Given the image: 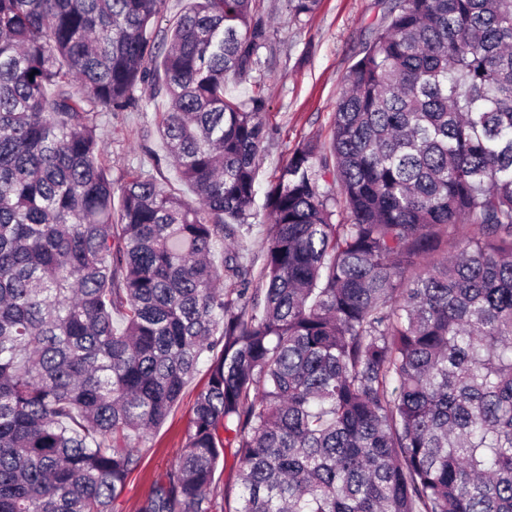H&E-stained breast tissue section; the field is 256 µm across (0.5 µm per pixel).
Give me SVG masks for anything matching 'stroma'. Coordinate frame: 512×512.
<instances>
[{"instance_id":"1","label":"stroma","mask_w":512,"mask_h":512,"mask_svg":"<svg viewBox=\"0 0 512 512\" xmlns=\"http://www.w3.org/2000/svg\"><path fill=\"white\" fill-rule=\"evenodd\" d=\"M264 5L270 26L268 40L257 54L258 65L246 82L228 86L240 96L260 91L266 102L258 175L262 192L299 144L328 140L346 75L384 11L382 0H321L312 16L297 22L288 14L285 0H264ZM135 95L137 108L100 119L104 138L111 144L113 179L137 169L192 198L191 189L179 180L173 166L156 163L164 149L155 133V108L146 87H139ZM206 374V369H199L163 426L142 443L141 463L129 474L110 512H138L166 471L178 463L190 411L206 384Z\"/></svg>"}]
</instances>
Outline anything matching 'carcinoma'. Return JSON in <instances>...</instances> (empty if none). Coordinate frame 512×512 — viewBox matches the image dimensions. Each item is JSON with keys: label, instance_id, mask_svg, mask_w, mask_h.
I'll return each mask as SVG.
<instances>
[{"label": "carcinoma", "instance_id": "obj_1", "mask_svg": "<svg viewBox=\"0 0 512 512\" xmlns=\"http://www.w3.org/2000/svg\"><path fill=\"white\" fill-rule=\"evenodd\" d=\"M260 2L0 0V512H109L204 357L139 512H512V0H387L255 273ZM140 85L192 201L112 179ZM223 468V469H222ZM239 463L233 456V450H226L224 465L221 464L216 477L219 478L221 492L224 490V502L219 497V502L224 504V512L234 511L239 504L241 486L238 480Z\"/></svg>", "mask_w": 512, "mask_h": 512}]
</instances>
